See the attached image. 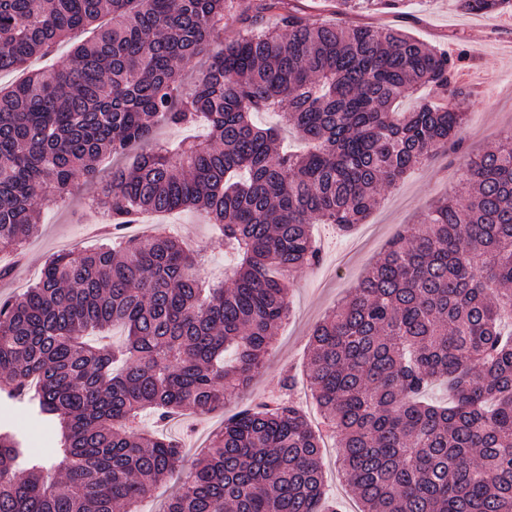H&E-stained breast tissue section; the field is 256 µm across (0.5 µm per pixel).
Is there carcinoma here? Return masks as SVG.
Returning <instances> with one entry per match:
<instances>
[{
  "label": "carcinoma",
  "instance_id": "cac0c4a2",
  "mask_svg": "<svg viewBox=\"0 0 512 512\" xmlns=\"http://www.w3.org/2000/svg\"><path fill=\"white\" fill-rule=\"evenodd\" d=\"M456 6L492 15L512 0ZM78 28L90 36L67 68L27 69ZM204 55L188 90L178 64ZM462 60L400 29L325 23L297 0H0V73L27 72L0 88V251L22 256L41 209L97 181L103 157L129 160L93 199L105 242L54 254L0 300L7 397L59 425L64 470L45 478L0 428V512H133L174 476L166 512H339L322 435L290 398L232 415L187 471L142 417L210 413L253 381L294 274L321 262L311 225L352 231L408 170L460 149ZM256 112L279 113L305 149H283ZM201 122L203 141L156 138ZM191 209L237 258L212 288L170 233L124 237L146 212ZM508 310L512 134L469 158L461 190L394 236L312 331L306 374L359 512H512ZM115 326L121 345L90 342ZM440 377L447 406L423 400Z\"/></svg>",
  "mask_w": 512,
  "mask_h": 512
}]
</instances>
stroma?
Here are the masks:
<instances>
[{"mask_svg":"<svg viewBox=\"0 0 512 512\" xmlns=\"http://www.w3.org/2000/svg\"><path fill=\"white\" fill-rule=\"evenodd\" d=\"M307 13L335 24H389L414 38L434 46L455 50V38L464 46L482 42L483 55L470 56L463 75L485 74L483 83L474 85V95L466 103L467 124L464 146L456 154L440 155L431 166L407 174L398 185L383 191V200L364 224L347 237L333 226L317 224L313 233L323 254L320 265L294 277L290 300L292 314L275 332V339L262 373L224 409L206 416L184 412L168 431L195 461L209 434L220 429L225 419L267 398L280 395L282 379L301 375L306 362L310 334L336 303L350 292L364 275L370 262L404 226L416 223L421 212L435 199L446 195L463 181L469 157L482 152L500 137L512 133V14H469L459 11L453 0H400L397 9L338 14L334 0H299ZM95 214L84 210L80 199L63 206L42 209L41 229L30 241L11 279L0 281V297L18 293L36 279L47 258L56 252L91 247L96 239L88 228ZM164 221L192 248L204 249L206 258L199 274L204 284L223 280L230 257L219 240V231L197 210L166 214ZM0 420L23 434L28 448L41 459L48 475H55V450L49 432L35 422L23 402L0 405Z\"/></svg>","mask_w":512,"mask_h":512,"instance_id":"stroma-1","label":"stroma"}]
</instances>
